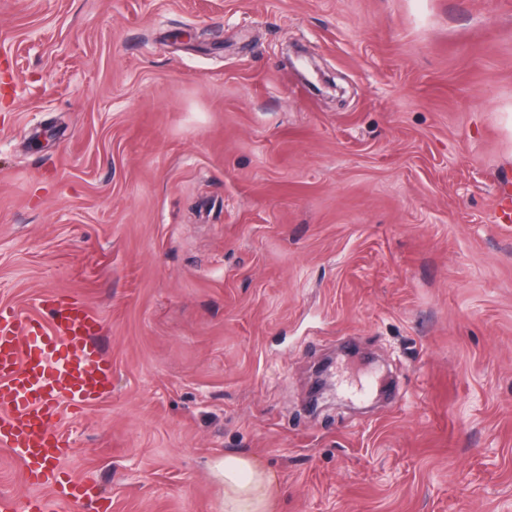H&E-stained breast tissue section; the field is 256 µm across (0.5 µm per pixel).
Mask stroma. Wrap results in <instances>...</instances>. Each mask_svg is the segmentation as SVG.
Returning <instances> with one entry per match:
<instances>
[{
  "mask_svg": "<svg viewBox=\"0 0 512 512\" xmlns=\"http://www.w3.org/2000/svg\"><path fill=\"white\" fill-rule=\"evenodd\" d=\"M510 112L512 0H0V305L73 293L112 360L64 467L512 512ZM210 472L223 486L221 512H276V476L256 458L219 455L211 461Z\"/></svg>",
  "mask_w": 512,
  "mask_h": 512,
  "instance_id": "obj_1",
  "label": "stroma"
}]
</instances>
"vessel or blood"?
I'll list each match as a JSON object with an SVG mask.
<instances>
[{
	"instance_id": "1",
	"label": "vessel or blood",
	"mask_w": 512,
	"mask_h": 512,
	"mask_svg": "<svg viewBox=\"0 0 512 512\" xmlns=\"http://www.w3.org/2000/svg\"><path fill=\"white\" fill-rule=\"evenodd\" d=\"M40 313L0 306V448L20 461L32 494H0V512H103L94 481L62 468L72 450L59 429L62 408L79 411L112 394V361L95 340L96 313L53 289Z\"/></svg>"
}]
</instances>
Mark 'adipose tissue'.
<instances>
[{
  "label": "adipose tissue",
  "mask_w": 512,
  "mask_h": 512,
  "mask_svg": "<svg viewBox=\"0 0 512 512\" xmlns=\"http://www.w3.org/2000/svg\"><path fill=\"white\" fill-rule=\"evenodd\" d=\"M210 472L223 487V512H275L276 476L256 458L220 455L212 460Z\"/></svg>",
  "instance_id": "1"
}]
</instances>
